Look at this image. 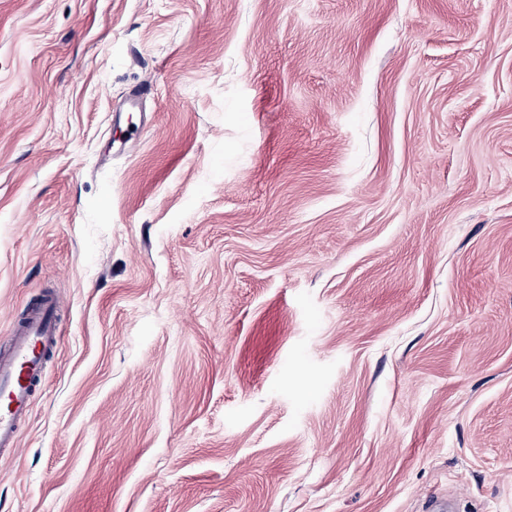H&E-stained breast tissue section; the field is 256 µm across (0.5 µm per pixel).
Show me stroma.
I'll return each mask as SVG.
<instances>
[{
	"instance_id": "1",
	"label": "stroma",
	"mask_w": 512,
	"mask_h": 512,
	"mask_svg": "<svg viewBox=\"0 0 512 512\" xmlns=\"http://www.w3.org/2000/svg\"><path fill=\"white\" fill-rule=\"evenodd\" d=\"M47 291L0 512H512V0H0Z\"/></svg>"
}]
</instances>
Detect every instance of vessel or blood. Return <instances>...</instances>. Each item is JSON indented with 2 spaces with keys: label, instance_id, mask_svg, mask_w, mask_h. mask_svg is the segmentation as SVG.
Returning <instances> with one entry per match:
<instances>
[{
  "label": "vessel or blood",
  "instance_id": "obj_1",
  "mask_svg": "<svg viewBox=\"0 0 512 512\" xmlns=\"http://www.w3.org/2000/svg\"><path fill=\"white\" fill-rule=\"evenodd\" d=\"M61 298L39 296L0 352V452L17 448L44 375V361L59 336Z\"/></svg>",
  "mask_w": 512,
  "mask_h": 512
}]
</instances>
